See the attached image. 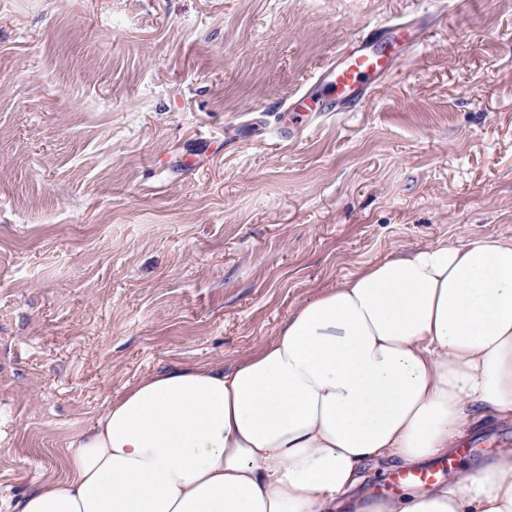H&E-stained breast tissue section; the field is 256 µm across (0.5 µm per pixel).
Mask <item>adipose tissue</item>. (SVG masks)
Instances as JSON below:
<instances>
[{
	"label": "adipose tissue",
	"mask_w": 512,
	"mask_h": 512,
	"mask_svg": "<svg viewBox=\"0 0 512 512\" xmlns=\"http://www.w3.org/2000/svg\"><path fill=\"white\" fill-rule=\"evenodd\" d=\"M512 424V240L419 246L319 289L232 364L126 385L68 449L63 480L7 512H512V453L420 492L366 464L448 456Z\"/></svg>",
	"instance_id": "adipose-tissue-1"
}]
</instances>
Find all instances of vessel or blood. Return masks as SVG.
<instances>
[{
	"label": "vessel or blood",
	"instance_id": "1",
	"mask_svg": "<svg viewBox=\"0 0 512 512\" xmlns=\"http://www.w3.org/2000/svg\"><path fill=\"white\" fill-rule=\"evenodd\" d=\"M426 32V26L407 19L357 35L328 60L308 88L282 102L280 109L287 112L288 122L279 125L280 137H293L306 118L328 112L353 111L373 95L394 67L393 59L375 50V43L401 38L415 45L422 41ZM453 467L452 459L448 458L427 468L394 474L392 482L396 485L403 482L428 485L435 482L439 472Z\"/></svg>",
	"mask_w": 512,
	"mask_h": 512
}]
</instances>
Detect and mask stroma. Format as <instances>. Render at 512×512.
Masks as SVG:
<instances>
[{"label": "stroma", "instance_id": "obj_1", "mask_svg": "<svg viewBox=\"0 0 512 512\" xmlns=\"http://www.w3.org/2000/svg\"><path fill=\"white\" fill-rule=\"evenodd\" d=\"M426 40L357 111L277 106L362 29ZM512 239V0H0V497L124 385L232 360L411 246ZM457 469L512 450L483 418Z\"/></svg>", "mask_w": 512, "mask_h": 512}]
</instances>
